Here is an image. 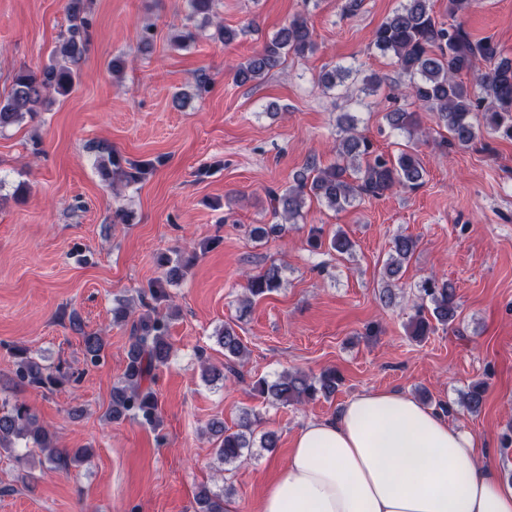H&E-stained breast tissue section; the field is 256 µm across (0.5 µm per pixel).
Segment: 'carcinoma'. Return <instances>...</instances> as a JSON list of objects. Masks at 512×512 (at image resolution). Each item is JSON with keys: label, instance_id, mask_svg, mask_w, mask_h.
<instances>
[{"label": "carcinoma", "instance_id": "obj_1", "mask_svg": "<svg viewBox=\"0 0 512 512\" xmlns=\"http://www.w3.org/2000/svg\"><path fill=\"white\" fill-rule=\"evenodd\" d=\"M215 0H186L187 19L212 22ZM93 0H67L68 26L63 29L51 54V61L35 72L19 68L13 75L10 90L0 97V130L20 124L26 116L46 110L49 100L44 92L52 91L66 97L77 85L76 64L91 43L89 14ZM373 46L381 55L393 60L400 75L408 79L407 96L412 103L438 114L448 131L449 138L442 146L469 147L480 138V127L502 140L512 141V59L501 57L499 47L490 37L474 39L463 22L444 23L437 20L431 0H404L376 30ZM316 43L306 19L295 17L283 24L261 48L254 51L235 70V81L241 85L260 82L273 70L282 66L288 56H306L315 51ZM482 60L492 64L485 72L476 70L475 63ZM471 76L468 82L462 74ZM351 71L336 67L323 73L321 85L333 89L350 77ZM388 124L395 130L412 136H425L416 113L393 109L385 114ZM338 138L334 150L336 161L323 166L310 158L304 170L296 175L294 184L280 191L267 190L270 212L282 223L268 227L256 226L250 231L253 239L261 241L271 234L285 231V224L302 215L306 201L314 198L336 210L357 201L377 199L396 187L414 191L422 184L425 169L418 153L411 149L396 156L379 153L373 143L361 134L355 119L347 114L337 120ZM161 159L123 164L114 153L100 158L98 166L103 176L114 184H136L151 174ZM308 245L314 251L345 254L352 241L343 232L323 238L322 230L311 228ZM418 242L408 235L393 239L391 253L385 267L388 281L400 280V273L417 249ZM196 260L195 253H181L176 257L158 256L165 268L164 278L151 284L150 298L161 301L168 298L167 287L181 281L187 269ZM282 283L281 266L272 263L247 280V291L256 299L275 290ZM421 303L414 305L409 321L411 335L423 339L433 332V323L443 326L452 323L459 309L454 284L434 275L417 284ZM170 322L168 316L156 310L132 322L128 362L121 380L112 388L109 419L130 416L141 424L155 426L159 422L158 399L153 389L156 371L170 359ZM224 348V368L203 367L210 382L224 378V373L237 374V361L246 357L248 350L235 329L224 325L218 338ZM83 354L87 362L99 363L105 357L106 342L100 334L82 333ZM16 376L36 389H52L62 383L60 367L43 365L25 349L14 354ZM252 389L268 402L301 404L321 394L328 398L336 391V370L329 369L318 377L300 371H287L270 382L264 377L254 381ZM485 385L477 382L463 394L462 404L471 413L481 411ZM254 422L244 412L238 429L224 426L214 420L210 430L219 440L217 457L224 464H233L254 445L274 448L277 438L272 432L255 437ZM24 439L46 456L53 467L69 473L92 455L91 448L73 451L58 447L54 434L37 423L29 406L17 401L0 409V449L9 450L15 440ZM200 512H224V501L203 490L197 496Z\"/></svg>", "mask_w": 512, "mask_h": 512}]
</instances>
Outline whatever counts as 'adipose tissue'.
I'll return each mask as SVG.
<instances>
[{
  "instance_id": "1",
  "label": "adipose tissue",
  "mask_w": 512,
  "mask_h": 512,
  "mask_svg": "<svg viewBox=\"0 0 512 512\" xmlns=\"http://www.w3.org/2000/svg\"><path fill=\"white\" fill-rule=\"evenodd\" d=\"M480 448L408 394L365 392L298 430L258 512H512Z\"/></svg>"
}]
</instances>
